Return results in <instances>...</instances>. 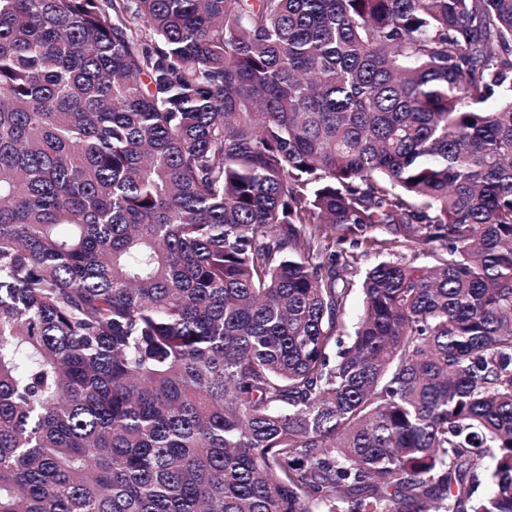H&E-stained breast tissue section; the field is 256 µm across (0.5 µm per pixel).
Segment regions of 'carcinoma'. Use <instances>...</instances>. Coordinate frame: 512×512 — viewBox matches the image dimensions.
<instances>
[{"label":"carcinoma","instance_id":"1","mask_svg":"<svg viewBox=\"0 0 512 512\" xmlns=\"http://www.w3.org/2000/svg\"><path fill=\"white\" fill-rule=\"evenodd\" d=\"M0 512H512V0H0Z\"/></svg>","mask_w":512,"mask_h":512}]
</instances>
